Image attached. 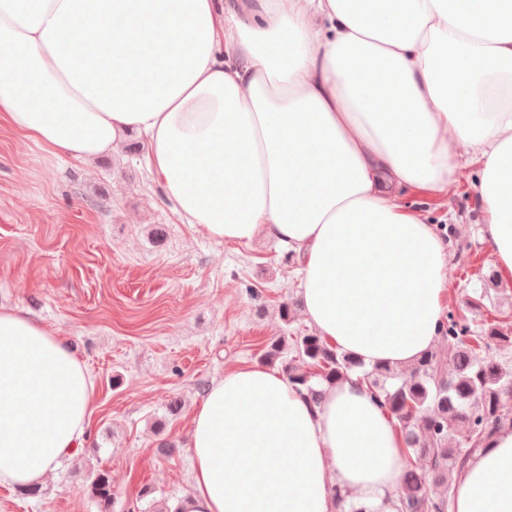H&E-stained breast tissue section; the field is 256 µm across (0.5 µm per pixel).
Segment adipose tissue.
<instances>
[{"mask_svg": "<svg viewBox=\"0 0 512 512\" xmlns=\"http://www.w3.org/2000/svg\"><path fill=\"white\" fill-rule=\"evenodd\" d=\"M0 122L44 159L92 162L131 130L181 223L299 258L307 322L365 364L432 350L448 295L435 225L394 188L443 193L460 155L512 275V0H0ZM94 382L73 347L0 309V485H43L87 443ZM171 512H396L402 432L358 375L319 403L250 365L191 419ZM512 512V429L448 486Z\"/></svg>", "mask_w": 512, "mask_h": 512, "instance_id": "obj_1", "label": "adipose tissue"}]
</instances>
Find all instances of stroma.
<instances>
[{
    "mask_svg": "<svg viewBox=\"0 0 512 512\" xmlns=\"http://www.w3.org/2000/svg\"><path fill=\"white\" fill-rule=\"evenodd\" d=\"M126 141L91 166L49 162L0 127V306L57 329L95 383L88 443L38 495L0 485V512H98L86 490L96 470L112 478L114 512L174 503L192 487L189 419L210 383L257 364L273 339L310 330L276 241L243 248L196 234L166 205L139 136ZM478 178L465 161L442 194L398 196L435 224L448 247V302L480 325L494 317L492 301L471 305L484 277L511 289L512 277L500 276L483 236ZM167 440L179 451L164 458Z\"/></svg>",
    "mask_w": 512,
    "mask_h": 512,
    "instance_id": "obj_1",
    "label": "stroma"
}]
</instances>
